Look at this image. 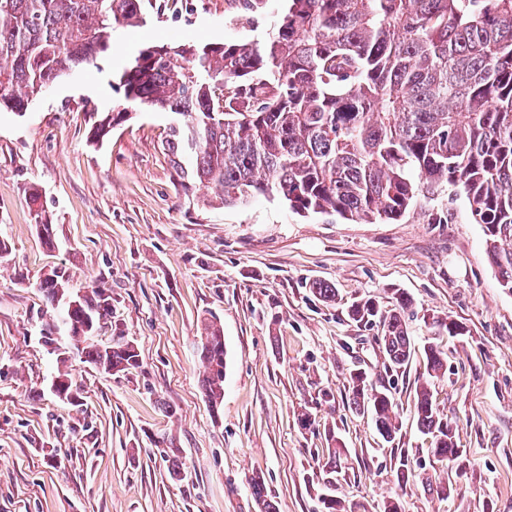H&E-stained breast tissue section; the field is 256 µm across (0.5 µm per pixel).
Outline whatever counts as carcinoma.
<instances>
[{"instance_id": "obj_1", "label": "carcinoma", "mask_w": 512, "mask_h": 512, "mask_svg": "<svg viewBox=\"0 0 512 512\" xmlns=\"http://www.w3.org/2000/svg\"><path fill=\"white\" fill-rule=\"evenodd\" d=\"M261 42L149 45L116 77L128 103L172 114L164 150L184 193L197 186L223 206L278 197L297 213L337 214L356 224L396 220L416 191L442 182L463 193L485 226L501 287L512 290V0H286ZM168 0H0V110L22 113L59 73L91 65L120 27L144 23ZM87 142L97 144L129 119L95 112ZM69 330L85 361L104 372L139 365L122 336L88 342L112 316L100 288L72 294L54 271L35 284ZM379 315L372 301L352 319L379 320L390 365L414 353L403 318L411 300ZM201 392L212 410L224 400V329L203 324ZM426 375L413 411L433 452L457 470L460 448L433 400L442 352L424 348ZM54 394L77 406L71 378ZM350 401L380 434L399 431L387 388L350 374ZM259 512H276L263 479L251 481Z\"/></svg>"}]
</instances>
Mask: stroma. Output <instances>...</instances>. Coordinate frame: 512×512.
<instances>
[{
	"mask_svg": "<svg viewBox=\"0 0 512 512\" xmlns=\"http://www.w3.org/2000/svg\"><path fill=\"white\" fill-rule=\"evenodd\" d=\"M284 8L255 13L228 0H172L142 26L116 33L96 65L59 79L23 114L0 112V512H258L262 476L279 512H512V291L502 288L482 225L448 185L419 191L399 219L355 224L291 211L278 198L219 205L211 191L186 198L162 142L169 114L125 104L112 87L149 44L263 40ZM128 110L96 147L90 108ZM54 229L46 248L35 225ZM65 271L71 291L100 287L112 328L139 354L137 368L98 372L80 355L65 363L45 342L49 314L37 281ZM335 286V301L309 291ZM416 346L435 339L448 360L434 400L455 429L458 474L433 454L410 410L425 366L415 355L392 371L379 325L348 316L396 292ZM224 327V401L212 411L200 380V325ZM462 324L434 336L432 323ZM64 369L84 393L74 407L50 390ZM389 389L401 429L385 442L371 415L352 411L350 373ZM342 448L328 458V437ZM179 449L174 481L155 443ZM407 456L411 472L397 482ZM452 484L448 497L424 478Z\"/></svg>",
	"mask_w": 512,
	"mask_h": 512,
	"instance_id": "1",
	"label": "stroma"
}]
</instances>
